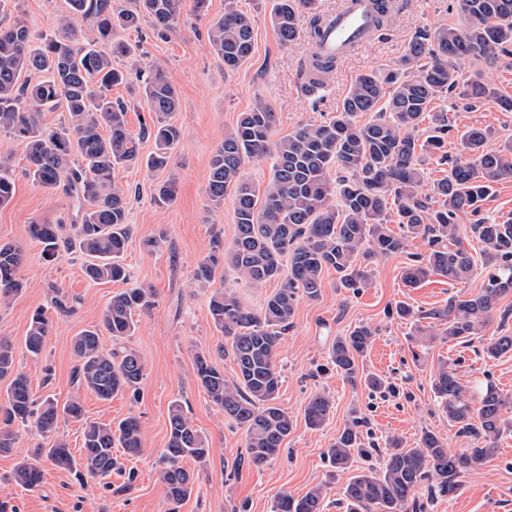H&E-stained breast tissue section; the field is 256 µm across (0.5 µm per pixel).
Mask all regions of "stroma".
<instances>
[{
	"label": "stroma",
	"mask_w": 512,
	"mask_h": 512,
	"mask_svg": "<svg viewBox=\"0 0 512 512\" xmlns=\"http://www.w3.org/2000/svg\"><path fill=\"white\" fill-rule=\"evenodd\" d=\"M397 2L399 10L392 14L386 35L342 56L317 103L303 93L300 75L311 51L306 36L309 18L300 17L301 34L293 45H281L267 0H236L239 9L254 18V50L234 71L225 70L206 37L207 18L222 16L225 0H209L204 19L195 16L188 2L176 30L164 36L154 34L146 22L117 32V40L135 47L142 63L164 67L180 100L173 119L184 130L167 171L149 173L130 166L115 173L116 183L130 196L131 235L124 264L131 283L155 292L154 306L137 312L138 325L128 341L145 364L135 397L124 394L102 401L91 393H78L73 382V339L99 323L119 286L89 282L83 273L85 256L62 250L49 258L31 240L30 224L71 220L70 201L64 194L51 195L34 185L24 174L21 143L0 132V156L12 157L15 181L12 199L0 206V243H15L25 250L21 268L25 287L9 303L0 304V337L12 342L16 366L29 377L35 399L50 396L62 404L80 395L87 418L101 423L139 415L145 442L139 456L124 460L125 467L136 472L135 482L117 473L106 486L92 479L80 482L45 461L41 486L29 492L8 481L15 464L34 444L29 433H22L13 452L0 455V496L10 499L17 512H272L279 492L301 496L323 481L329 484L324 512H345L343 491L350 475L341 472L335 480H327L323 453L352 416L364 418V442L377 464L390 437L412 448L427 429L439 434L450 451L467 447V439L457 436L434 400L431 372L440 361L454 363L468 388L491 381L512 396L511 352L491 358L481 344L465 347L441 340L419 349L409 339L410 324L392 316L396 304L429 312L447 306L449 298L477 294L484 285L479 273L460 284L433 275L418 287H406L401 270L411 254L424 252L418 242L370 264V284L360 292L342 288L331 270L325 272L317 297L299 301L278 362L280 401L295 425L284 450L264 466L239 465L245 453L241 429L210 402L194 378L196 356L201 352L223 370L225 378H233L236 371L209 314L210 290L193 279L198 263L210 252L212 239L232 238V196H225L223 206L214 208L206 194L214 150L235 126L239 113L255 100L262 98L273 106L275 134L286 136L302 121L335 112L359 74L391 69L420 30L458 20L451 0ZM66 12L67 0H11L0 21L9 25L20 19L32 30L49 34ZM432 109L448 114L449 156L459 154L460 136L472 127L495 129L500 144L512 137V112L501 111L494 100L472 106L444 95L433 101ZM170 174L178 180V196L167 205L158 200L157 186ZM161 233L165 241L147 249L145 240ZM40 307L48 311L51 331L42 353L35 357L27 352L24 340L31 316ZM359 323L377 331L371 347L358 359L359 370L386 380L384 392L351 385L328 364L334 339ZM323 391L333 397L334 408L320 427H309L304 409L313 394ZM175 400L187 407L210 448L205 465L185 459L184 466L195 472L196 483L192 495L176 508L157 481V459L167 443L169 406ZM431 512H512V434L500 438L489 461L458 479L454 493L436 498Z\"/></svg>",
	"instance_id": "stroma-1"
}]
</instances>
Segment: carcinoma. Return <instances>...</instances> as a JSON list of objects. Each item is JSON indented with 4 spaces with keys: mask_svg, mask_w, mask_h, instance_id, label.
<instances>
[{
    "mask_svg": "<svg viewBox=\"0 0 512 512\" xmlns=\"http://www.w3.org/2000/svg\"><path fill=\"white\" fill-rule=\"evenodd\" d=\"M68 6V14L49 36L20 21L0 27V132L24 144L25 174L31 181L48 193H63L76 209L71 224L30 225V236L43 245L44 254L75 249L87 257L84 274L90 282L125 283L129 276L122 260L130 236L129 197L114 173L131 165L149 173L166 170L184 130L172 121L180 102L164 69L152 65L145 72L137 60L127 69L114 67L112 56H132L135 50L113 37L117 30L136 27L143 20L161 34L172 31L183 0H137L133 10L115 8L112 0H68ZM451 7L463 24L443 23L419 31L395 67L359 75L334 115L309 119L275 139L277 113L270 103L258 100L240 113L212 155L207 197L217 208L228 192H234L235 224L229 246L219 236L212 239L196 279L210 281L222 260L247 287L277 283L258 308L244 305L231 289H214L209 313L237 372L235 378H225L203 354L195 362L198 385L224 417L243 430L250 466L272 460L293 430V418L279 402L277 359L299 300L318 296L325 272L336 271L341 287L357 291L369 282L366 260L400 253L418 239L428 244V250L411 255L402 270L405 286L416 288L432 274L464 283L475 275L477 264L471 246L459 236V223L461 217L472 216V234L489 268L482 291L453 297L445 308L426 314L399 304L396 315L411 323L414 340L440 337L470 344L483 339L499 300L512 293V221L497 224L482 217V206L495 186L512 179V142L491 148L496 131L472 128L461 137L459 155L450 160L445 151L451 130L448 117L429 114L432 101L444 94L470 104L494 98L502 111L512 112V97L499 96L487 73L465 77L458 65L470 58L491 69L512 58V0H453ZM312 10L314 0H272L270 21L282 45L298 39L299 16ZM80 20L92 25L95 37L88 43L79 42ZM207 39L225 69H238L254 48L251 14L227 0L224 14L209 21ZM103 45L109 50L101 49ZM336 62L335 57L310 54L303 71L307 94H316L318 85L310 76H329ZM134 72L146 75L138 90L152 112L151 125L137 133L129 128L126 106L109 95L112 87L131 82ZM27 73L41 79L21 80ZM59 106L64 107L66 120L55 127L44 125L41 112ZM368 112L374 116L362 120ZM426 120L430 136L421 142L414 131ZM145 137L153 139L147 155L140 151ZM426 154L448 164L447 174L427 193ZM264 161L270 167L267 181L260 184L244 175L247 164ZM10 171L11 158L1 157L0 205L14 193ZM176 197L177 181L170 175L158 186V198L171 204ZM393 216L400 234L388 227ZM22 262L20 245L0 244L1 303L21 292ZM154 296L152 289L141 285L121 289L112 295L101 324L74 337L78 389L102 401L138 392L144 363L124 342L134 335L137 311L152 307ZM425 319L429 323H423ZM49 327L47 311L36 309L25 336L30 353L40 354ZM103 334L112 338L115 348L102 347ZM374 336L370 326L357 324L331 345V365L353 384L359 377L357 358ZM483 350L492 358L512 352V334L490 337ZM431 378L433 393L457 435L480 446L451 453L429 430L414 448L393 438L381 468H359L349 478L343 493L345 512H426L427 503L418 496L423 484L441 496L453 493L457 479L492 458L498 440L512 432V422L503 419V407L512 401L495 385L489 382L471 392L446 361ZM0 379L10 380L6 405L0 407V454L13 452L22 428L42 438L55 436L50 447L38 445L32 457L16 464L13 481L25 489L42 483V459L79 481H102L119 468L114 449L137 456L144 448L137 415L105 424L85 417L78 394L61 406L50 397L33 399L30 380L17 369L14 347L6 338H0ZM332 408L328 393L314 394L304 409L307 424L321 426ZM62 419L82 423L78 458L57 436ZM362 426V418H352L325 449L331 474L350 469L357 456H368ZM208 456L206 437L181 402L173 401L158 469L169 502L179 504L193 493L195 480L183 460L204 463ZM325 498L324 484L299 497L281 492L273 512H323Z\"/></svg>",
    "mask_w": 512,
    "mask_h": 512,
    "instance_id": "carcinoma-1",
    "label": "carcinoma"
}]
</instances>
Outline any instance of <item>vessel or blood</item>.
I'll return each instance as SVG.
<instances>
[{"label":"vessel or blood","mask_w":512,"mask_h":512,"mask_svg":"<svg viewBox=\"0 0 512 512\" xmlns=\"http://www.w3.org/2000/svg\"><path fill=\"white\" fill-rule=\"evenodd\" d=\"M375 8L373 0H342L324 17L321 55L339 57L374 38Z\"/></svg>","instance_id":"vessel-or-blood-1"}]
</instances>
